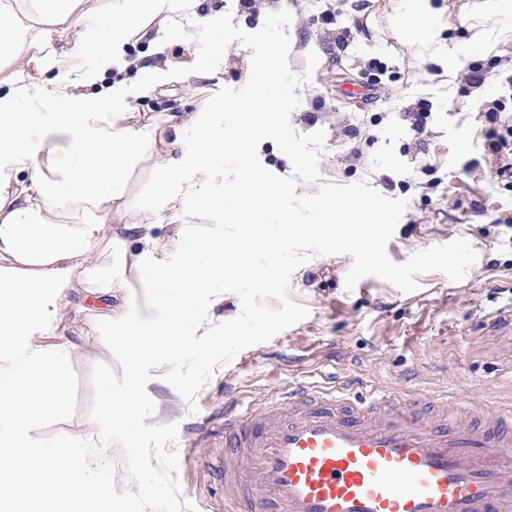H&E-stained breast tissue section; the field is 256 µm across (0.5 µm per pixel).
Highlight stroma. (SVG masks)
<instances>
[{
    "label": "stroma",
    "instance_id": "1",
    "mask_svg": "<svg viewBox=\"0 0 512 512\" xmlns=\"http://www.w3.org/2000/svg\"><path fill=\"white\" fill-rule=\"evenodd\" d=\"M255 12L238 0H180L170 27L181 39L163 55L154 45L166 30L153 29L130 41L131 59L191 67L194 52L213 42L224 45V85L244 79L247 59L263 60L288 44L285 84L306 82L308 96L290 123L302 135L325 132L319 160L322 182L367 181L407 208L387 245L388 257L402 263L415 252L455 239L468 241L477 255L465 278L455 282L440 272L418 276L416 291L405 293L375 276L346 289L351 256H318L299 267L285 299L304 305L308 316L271 340L241 350L217 368L188 406L161 377L146 386L159 408L141 427L113 435L108 447L88 448L84 465L107 472L125 512H225L224 486L215 467L224 454V407L248 403L260 408L276 392L298 382L336 379L362 386L442 388L486 403L512 401V181L498 180L501 161L484 149V106L499 102L512 115V44L477 56L479 85L447 79L437 64L419 59L388 35L387 19L376 28L351 26V9L369 0H256ZM223 12L218 34L204 32L198 15ZM265 21L268 41L249 46L248 30ZM352 35L341 40L344 27ZM169 27V28H170ZM204 83L191 79L162 95L136 101L140 112H193L204 98ZM428 104L423 136L405 115ZM359 158H352V151ZM485 207L474 216L472 205ZM172 302L162 288H131L102 298L71 291L63 303L59 335L46 345L71 346L65 389L70 411L61 420L37 422L36 441L60 446L83 434L91 421L95 365L117 368L100 331L106 314L129 310L163 317Z\"/></svg>",
    "mask_w": 512,
    "mask_h": 512
}]
</instances>
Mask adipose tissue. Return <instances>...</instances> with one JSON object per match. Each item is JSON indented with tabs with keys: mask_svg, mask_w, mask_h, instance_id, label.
<instances>
[{
	"mask_svg": "<svg viewBox=\"0 0 512 512\" xmlns=\"http://www.w3.org/2000/svg\"><path fill=\"white\" fill-rule=\"evenodd\" d=\"M178 0H0V512H19L34 499L39 512H123L108 474L87 481L74 462L85 448L107 444L112 434L140 421L129 401L110 404L86 432L63 449L36 454L31 435L40 419L69 412L63 389L70 348L43 346L57 335L61 303L70 290L103 295L139 285L170 288L181 298L206 294L211 271L231 277L263 244L265 199L302 177L310 157L284 147L286 165L272 168L261 155L265 138L289 122L285 97L305 99L307 89L284 87L288 50L250 66L239 89L225 90L224 46L196 55L192 76L212 81L214 92L198 111L168 112L162 121L136 112L134 102L172 84L171 69L154 66L152 78H131L127 45L164 25ZM395 12L393 38L429 54L430 61L470 58L512 43V0H379L361 11ZM118 17L111 44L89 38L97 15ZM455 17L464 34L452 45L436 40L443 16ZM70 32L66 44L58 27ZM96 57L95 67L81 59ZM111 74L101 84L103 74ZM65 116L46 126V109ZM233 135H226V128ZM150 164L155 176L147 198L136 196L130 171ZM238 199L225 211V193ZM182 227L187 248L160 250L156 225ZM237 233L224 241L225 225ZM232 249L238 264L224 263ZM208 253L211 270L194 255ZM180 311L165 320L123 315L106 325L108 345L124 356L130 381L143 364L177 341Z\"/></svg>",
	"mask_w": 512,
	"mask_h": 512,
	"instance_id": "adipose-tissue-1",
	"label": "adipose tissue"
}]
</instances>
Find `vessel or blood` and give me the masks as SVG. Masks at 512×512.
I'll use <instances>...</instances> for the list:
<instances>
[{"mask_svg": "<svg viewBox=\"0 0 512 512\" xmlns=\"http://www.w3.org/2000/svg\"><path fill=\"white\" fill-rule=\"evenodd\" d=\"M231 512H512V403L299 384L224 413Z\"/></svg>", "mask_w": 512, "mask_h": 512, "instance_id": "obj_1", "label": "vessel or blood"}]
</instances>
